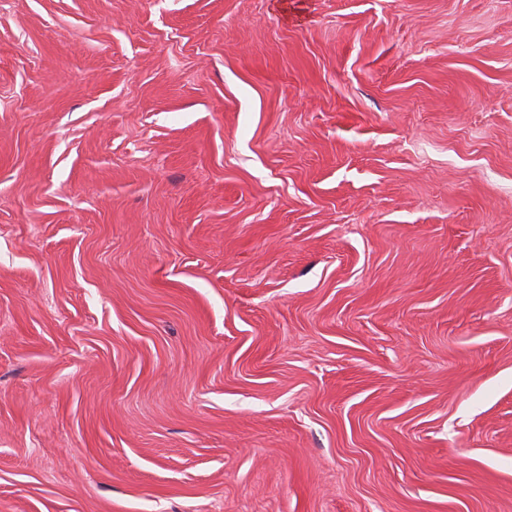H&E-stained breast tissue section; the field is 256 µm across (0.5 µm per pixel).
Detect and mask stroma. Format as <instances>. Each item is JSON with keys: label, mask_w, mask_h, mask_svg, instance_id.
Segmentation results:
<instances>
[{"label": "stroma", "mask_w": 512, "mask_h": 512, "mask_svg": "<svg viewBox=\"0 0 512 512\" xmlns=\"http://www.w3.org/2000/svg\"><path fill=\"white\" fill-rule=\"evenodd\" d=\"M0 512H512V0H0Z\"/></svg>", "instance_id": "stroma-1"}]
</instances>
